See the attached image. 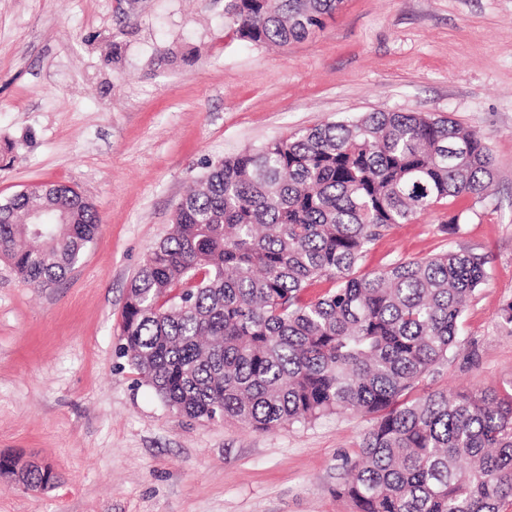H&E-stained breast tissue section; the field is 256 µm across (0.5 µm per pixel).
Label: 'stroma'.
<instances>
[{"label":"stroma","mask_w":512,"mask_h":512,"mask_svg":"<svg viewBox=\"0 0 512 512\" xmlns=\"http://www.w3.org/2000/svg\"><path fill=\"white\" fill-rule=\"evenodd\" d=\"M225 0H0V200L66 183L99 233L30 287L0 259V455L60 481L0 478V512H353L336 495L370 416L260 432L165 406L122 357L126 290L208 163L365 112H433L493 158L448 234L439 205L393 225L361 272L448 247L487 256L425 395L512 386V0H343L307 40L247 43ZM36 468L42 469L43 471H48L50 482H54V480L57 477L56 471L48 464H41V463H37V462H29V463L27 462V463L19 466V463L16 462L15 471H16V476L18 477V480L21 481L27 487H31V488H35V487L30 484H34V485H38V486L41 484H46L48 482V479L45 477V475L42 473L41 470H38ZM33 469H35V470H33ZM29 470H32L29 472V474L27 476L28 482L30 484H28V482L25 479V475Z\"/></svg>","instance_id":"35a3bbf8"}]
</instances>
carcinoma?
<instances>
[{"label":"carcinoma","mask_w":512,"mask_h":512,"mask_svg":"<svg viewBox=\"0 0 512 512\" xmlns=\"http://www.w3.org/2000/svg\"><path fill=\"white\" fill-rule=\"evenodd\" d=\"M340 0H227L242 40L280 46ZM489 148L447 117L368 112L207 166L133 277L120 350L169 408L257 431L373 416L336 493L355 512L512 508V389L416 384L448 360L486 260L467 250L357 273L369 246L437 204L486 194ZM42 213L41 223L26 215ZM74 187L0 201V255L25 283L63 279L97 232ZM329 284L305 299L308 288Z\"/></svg>","instance_id":"carcinoma-1"}]
</instances>
